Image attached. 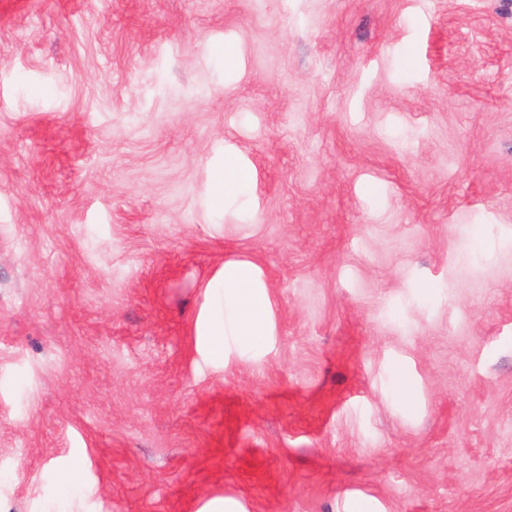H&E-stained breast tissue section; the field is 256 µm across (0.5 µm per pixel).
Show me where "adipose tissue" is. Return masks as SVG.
Here are the masks:
<instances>
[{"label":"adipose tissue","instance_id":"obj_1","mask_svg":"<svg viewBox=\"0 0 512 512\" xmlns=\"http://www.w3.org/2000/svg\"><path fill=\"white\" fill-rule=\"evenodd\" d=\"M210 204L220 210L252 188V171L228 155L211 176ZM206 308L199 316L201 335L215 361H223L228 343L260 350L271 334V303L259 268L252 262L226 259L219 273L204 285Z\"/></svg>","mask_w":512,"mask_h":512}]
</instances>
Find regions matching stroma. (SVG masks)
I'll return each mask as SVG.
<instances>
[{
    "mask_svg": "<svg viewBox=\"0 0 512 512\" xmlns=\"http://www.w3.org/2000/svg\"><path fill=\"white\" fill-rule=\"evenodd\" d=\"M221 497L512 512V0H0V512ZM211 181V207L223 210L226 204L236 202L250 191L254 175L249 168L240 164L235 156L225 155L224 166L213 171ZM206 308L199 315L200 336L216 362L223 363L229 342L257 351L272 336L271 303L259 268L252 262L225 259L219 273L203 287ZM392 379L395 398L409 407L414 406L417 403V393L405 370L400 366L395 367Z\"/></svg>",
    "mask_w": 512,
    "mask_h": 512,
    "instance_id": "1",
    "label": "stroma"
}]
</instances>
